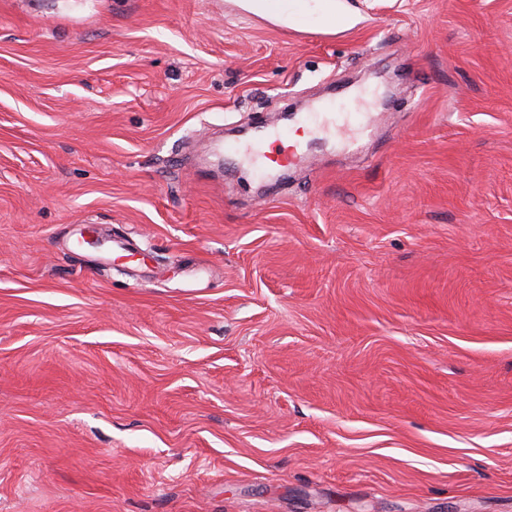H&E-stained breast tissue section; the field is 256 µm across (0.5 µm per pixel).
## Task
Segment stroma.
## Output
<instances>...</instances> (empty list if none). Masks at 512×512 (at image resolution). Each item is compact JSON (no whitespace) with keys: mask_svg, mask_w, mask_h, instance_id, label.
Wrapping results in <instances>:
<instances>
[{"mask_svg":"<svg viewBox=\"0 0 512 512\" xmlns=\"http://www.w3.org/2000/svg\"><path fill=\"white\" fill-rule=\"evenodd\" d=\"M336 10L0 0V512H512V0ZM242 9L288 26L301 17L326 19L336 25L335 0H239ZM291 133L292 132L287 129V130L275 131L271 135V137L274 139V142L278 141L281 144L280 152L282 154L277 155V156H271L270 152L263 151L265 144L261 141V142H259L257 147H254L253 145L251 146V148H250L251 155H253L257 160L259 158H265L270 162L279 163L280 161L284 160L287 157L288 150L297 149L300 146V142L298 140H300L302 137L299 135H295V139H297V140H293ZM288 142H290L289 145H288ZM284 144H286V145H284Z\"/></svg>","mask_w":512,"mask_h":512,"instance_id":"stroma-1","label":"stroma"}]
</instances>
